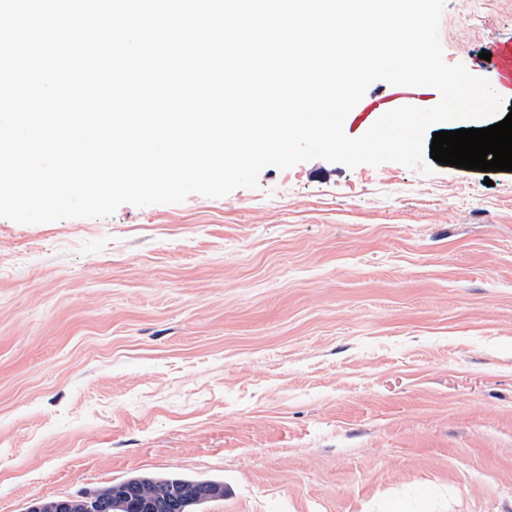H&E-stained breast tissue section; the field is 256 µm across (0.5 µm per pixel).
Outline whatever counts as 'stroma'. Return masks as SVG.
<instances>
[{"label":"stroma","mask_w":512,"mask_h":512,"mask_svg":"<svg viewBox=\"0 0 512 512\" xmlns=\"http://www.w3.org/2000/svg\"><path fill=\"white\" fill-rule=\"evenodd\" d=\"M485 76L512 0H445ZM138 473L205 512H512V172L321 159L0 218V512Z\"/></svg>","instance_id":"stroma-1"}]
</instances>
